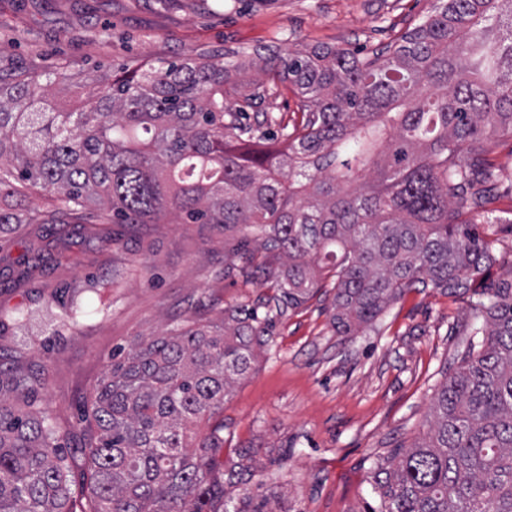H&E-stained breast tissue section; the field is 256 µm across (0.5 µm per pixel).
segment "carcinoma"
Here are the masks:
<instances>
[{"instance_id": "1", "label": "carcinoma", "mask_w": 512, "mask_h": 512, "mask_svg": "<svg viewBox=\"0 0 512 512\" xmlns=\"http://www.w3.org/2000/svg\"><path fill=\"white\" fill-rule=\"evenodd\" d=\"M259 73L296 87L302 128L272 140L257 94L228 105L242 65L224 54L105 73L77 108L35 77L0 68V232L23 224H217L263 240L288 265L277 301L298 308L336 278V333L373 324L422 286L467 297L484 337L432 398L427 433L377 458L379 512H512V268L492 280L477 231L498 200L490 144L512 136V0H435L382 51L294 49ZM54 200L23 207L21 189ZM261 304L224 308L142 340L93 393L98 432L75 472L64 433L29 400V376L0 368V512H262L241 454L224 470V423L191 447L187 431L224 412L274 320Z\"/></svg>"}]
</instances>
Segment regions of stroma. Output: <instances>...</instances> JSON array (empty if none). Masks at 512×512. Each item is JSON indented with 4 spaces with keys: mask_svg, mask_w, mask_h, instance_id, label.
Here are the masks:
<instances>
[{
    "mask_svg": "<svg viewBox=\"0 0 512 512\" xmlns=\"http://www.w3.org/2000/svg\"><path fill=\"white\" fill-rule=\"evenodd\" d=\"M434 0H0V66L84 78L64 104L96 92L95 75L123 67L230 51L300 47L381 48L414 26ZM495 209L478 230L512 264V137L499 138ZM246 250L225 273L224 256ZM256 238L205 224H103L92 239L45 235L36 225L0 237V364L45 376L38 397L64 428L86 431L90 395L112 356L185 321H214L225 307L268 300L272 336L224 403V461L254 453L248 488L266 512H369L377 458L428 430L432 396L459 365L473 323L466 300L418 288L394 301L371 328L338 335L334 279L320 296L284 313L265 267L279 268ZM82 288L77 325L55 336L56 292Z\"/></svg>",
    "mask_w": 512,
    "mask_h": 512,
    "instance_id": "stroma-1",
    "label": "stroma"
}]
</instances>
